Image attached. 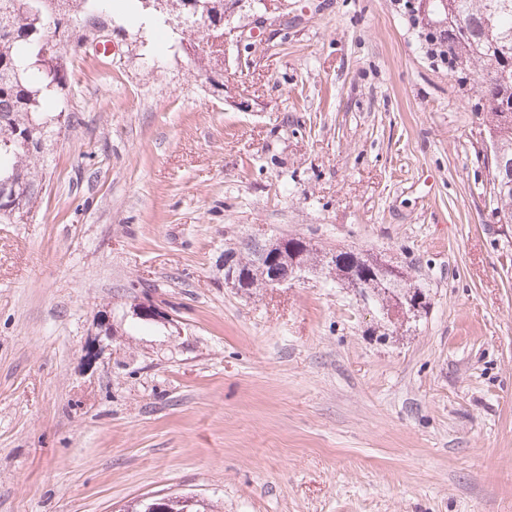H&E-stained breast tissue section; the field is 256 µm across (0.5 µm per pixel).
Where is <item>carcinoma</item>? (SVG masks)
<instances>
[{
	"mask_svg": "<svg viewBox=\"0 0 512 512\" xmlns=\"http://www.w3.org/2000/svg\"><path fill=\"white\" fill-rule=\"evenodd\" d=\"M112 0H0V207L18 202L23 210L14 214L21 220L31 212L42 190L41 151L24 150L17 134L42 127L47 110L57 121L71 123L75 118L62 94L69 74L62 56L79 47L81 35L76 22L90 14L103 13ZM175 13L181 30L203 27L207 33L221 35L224 27L223 0H201L209 5L215 26L207 25L203 12L191 13L185 0H166ZM454 11L466 26L448 25V68L466 80L472 68L479 67L485 82L482 109L490 116L487 136L505 148L507 162H512V0H451ZM62 8L59 26L51 29L47 18ZM493 33L499 48L490 51L488 33ZM489 196L494 210L505 223L512 224V186L490 184ZM279 264H299L305 268L321 267L347 287L355 280L364 282L380 308L391 306L394 296L383 279L374 257L352 251H324L301 237H283ZM256 246L244 236L239 240L236 269L245 288H267L269 265L256 258ZM397 285L414 303H420L419 287L398 271ZM163 512H207L204 502L188 496L164 497Z\"/></svg>",
	"mask_w": 512,
	"mask_h": 512,
	"instance_id": "obj_1",
	"label": "carcinoma"
}]
</instances>
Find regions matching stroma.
I'll return each instance as SVG.
<instances>
[{"mask_svg":"<svg viewBox=\"0 0 512 512\" xmlns=\"http://www.w3.org/2000/svg\"><path fill=\"white\" fill-rule=\"evenodd\" d=\"M441 19L234 0L217 65L114 9L111 58L67 54L76 119L0 220V512H512V224ZM256 231L381 255L425 305L382 324L320 274L225 287ZM146 292L172 325H135ZM164 499L162 512H207L204 501L196 500L194 497L188 496H175V497H162ZM202 508V510H201Z\"/></svg>","mask_w":512,"mask_h":512,"instance_id":"35a3bbf8","label":"stroma"}]
</instances>
